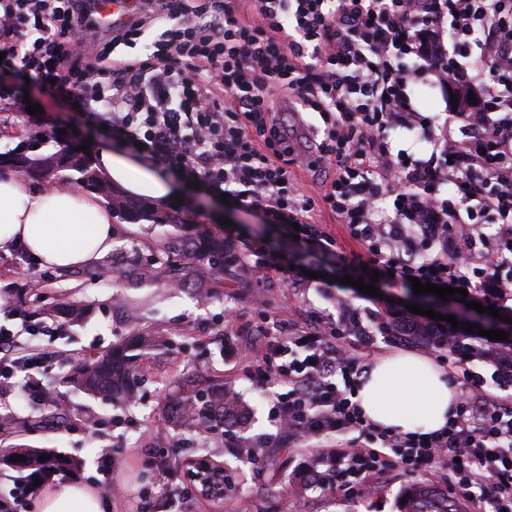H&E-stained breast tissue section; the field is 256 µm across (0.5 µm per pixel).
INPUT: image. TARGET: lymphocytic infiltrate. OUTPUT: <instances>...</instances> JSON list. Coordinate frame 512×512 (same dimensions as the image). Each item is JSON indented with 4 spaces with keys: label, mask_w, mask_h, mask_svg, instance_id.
Segmentation results:
<instances>
[{
    "label": "lymphocytic infiltrate",
    "mask_w": 512,
    "mask_h": 512,
    "mask_svg": "<svg viewBox=\"0 0 512 512\" xmlns=\"http://www.w3.org/2000/svg\"><path fill=\"white\" fill-rule=\"evenodd\" d=\"M139 0L124 26L105 30L97 0H0V51L43 88L69 94L85 122L138 148L162 172L201 184L264 223L334 253L340 271L447 285L468 301H512V0ZM150 37L143 59L115 58ZM417 67H408V60ZM433 77L458 100L429 158L392 153L386 130L420 123L408 87ZM318 115L321 197L294 186L289 108ZM324 205L369 254L335 251L314 220ZM495 225L487 235L485 225ZM363 324L316 316L307 330L267 344L254 371L285 385L276 424L314 448L321 485L342 495L392 469L447 483L469 512H512V347L480 348L483 377L465 364L461 329L431 324L428 344L448 355L460 389L440 430L377 428L353 401L364 371L349 338ZM51 361L21 352L0 325V392L16 373L36 380Z\"/></svg>",
    "instance_id": "obj_1"
}]
</instances>
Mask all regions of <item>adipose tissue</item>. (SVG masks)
Here are the masks:
<instances>
[{"label":"adipose tissue","instance_id":"ef3b65f1","mask_svg":"<svg viewBox=\"0 0 512 512\" xmlns=\"http://www.w3.org/2000/svg\"><path fill=\"white\" fill-rule=\"evenodd\" d=\"M98 161L102 177L128 195L158 203L172 196V183L140 159L106 147ZM115 243L112 212L97 197L0 175V249L20 244L38 264L68 270L95 264ZM355 400L364 418L378 427L427 433L447 424L457 392L430 360L399 353L373 363ZM36 512H103V504L90 485L69 482L48 491Z\"/></svg>","mask_w":512,"mask_h":512}]
</instances>
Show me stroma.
I'll use <instances>...</instances> for the list:
<instances>
[{"label": "stroma", "instance_id": "35a3bbf8", "mask_svg": "<svg viewBox=\"0 0 512 512\" xmlns=\"http://www.w3.org/2000/svg\"><path fill=\"white\" fill-rule=\"evenodd\" d=\"M0 87L9 92L0 100V154L12 153L22 141L37 136L38 148L25 152V165L15 167V175L43 186L46 158L54 156L60 144L69 148L87 146L89 158H96L103 138L96 126L74 123L71 98L65 92L49 93L37 83H26L13 70L0 72ZM29 96L42 107L39 115L15 111L12 95ZM179 206L164 203L162 212L175 213L183 222L207 225L211 233L224 238L234 252L245 253L250 241L268 243V258L281 263L277 272L261 274L257 265L225 266L224 279L214 282L204 267L184 268L183 286L129 288L121 280H104L85 267L45 271L32 259L15 258L12 251L0 250V287L17 282L36 289L46 308L78 302L88 308L81 322L65 334L48 338L21 335L19 344L47 350L53 355L52 370L43 378L54 386L67 406L80 415L97 417L101 425L90 432L83 422L11 436L0 434V448L24 444L49 448L76 461V482L96 483L103 455H110L112 474L119 493L102 495L106 512H238L241 497H248L252 512H398V500L408 487L425 483L439 486L428 474L393 470L370 479L362 495L343 498L319 487L294 495L290 486L311 459L307 448L278 436L273 422L272 384L253 378L258 355L282 329H302L316 311L340 317L343 310L358 311L375 336L363 348L365 364L401 352L428 356L424 342L397 336L385 330L394 312L404 303H417L413 289L399 285L382 286L375 297L336 281L329 288H314L297 281L290 265L306 264L316 272L334 276L336 266L329 257L311 255L309 248L296 244L277 226L262 223L258 212L225 206L220 197L179 183ZM117 250L108 260L121 265L129 260L132 245L152 241L172 233L169 225L149 220L130 223L114 218ZM157 332L167 336L168 349L148 355L140 362V384L135 405L115 403L104 396L76 391L62 381L90 354L106 351L137 332ZM192 372L202 383L223 381L247 403L250 413L244 424L226 426L208 439L210 453L224 464V498L211 500L186 495L184 481L163 472L175 458H187L196 451V437L173 432L163 411L174 398L176 381L183 372ZM253 444L252 458L240 455L244 441Z\"/></svg>", "mask_w": 512, "mask_h": 512}]
</instances>
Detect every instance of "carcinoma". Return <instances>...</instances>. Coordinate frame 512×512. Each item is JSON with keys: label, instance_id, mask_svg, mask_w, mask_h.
Returning <instances> with one entry per match:
<instances>
[{"label": "carcinoma", "instance_id": "carcinoma-1", "mask_svg": "<svg viewBox=\"0 0 512 512\" xmlns=\"http://www.w3.org/2000/svg\"><path fill=\"white\" fill-rule=\"evenodd\" d=\"M57 168H69L81 174V183L86 188L103 191L110 199L112 211L135 223L150 218L156 224L179 227L175 216H153V210L144 204L135 203L118 192L104 187L90 160L76 154L53 157L46 165V173ZM227 251L224 240L212 237L207 229L198 224L194 232L184 235L175 232L153 248L151 257L145 262H134L128 267H114L112 273L126 281L131 288L164 285L174 282L176 272L184 264L197 261L218 266L224 270ZM167 345L161 336H132L112 349L82 360L70 375V382L80 390L91 394L109 395L114 400H125L136 394V371L138 362L149 349H160ZM245 409L224 382H211L205 386L179 383L177 397L165 407V420L175 431L182 434L200 435L211 433L226 425L241 422ZM45 455L47 459L40 460ZM11 466L19 471L35 470L39 473L62 471L69 468L66 459L44 448H7L0 452V465ZM401 512H460L457 505L448 500V495L427 485L410 489L404 496Z\"/></svg>", "mask_w": 512, "mask_h": 512}]
</instances>
